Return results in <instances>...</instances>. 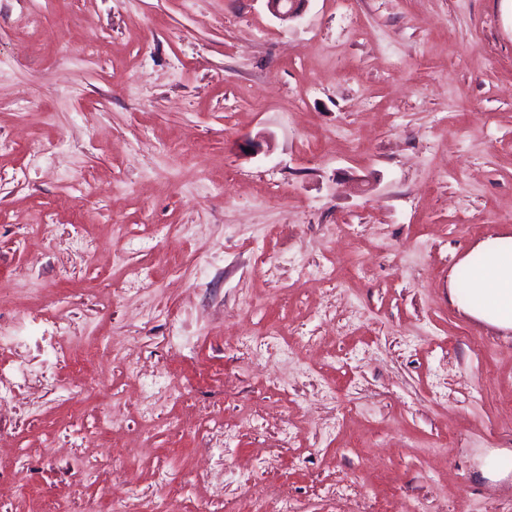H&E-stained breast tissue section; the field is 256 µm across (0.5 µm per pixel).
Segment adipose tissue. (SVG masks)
<instances>
[{
    "mask_svg": "<svg viewBox=\"0 0 512 512\" xmlns=\"http://www.w3.org/2000/svg\"><path fill=\"white\" fill-rule=\"evenodd\" d=\"M479 261L465 286L450 291L452 302L491 326L512 329V244L505 237L482 240L475 247Z\"/></svg>",
    "mask_w": 512,
    "mask_h": 512,
    "instance_id": "adipose-tissue-1",
    "label": "adipose tissue"
}]
</instances>
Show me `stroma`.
<instances>
[{
  "instance_id": "1",
  "label": "stroma",
  "mask_w": 512,
  "mask_h": 512,
  "mask_svg": "<svg viewBox=\"0 0 512 512\" xmlns=\"http://www.w3.org/2000/svg\"><path fill=\"white\" fill-rule=\"evenodd\" d=\"M0 135V512H512V331L449 298L512 236V0H0ZM269 13L282 22L297 21L305 12L309 0H263ZM512 470V451L508 449L494 450L484 458L480 467L482 476L485 478H505Z\"/></svg>"
}]
</instances>
